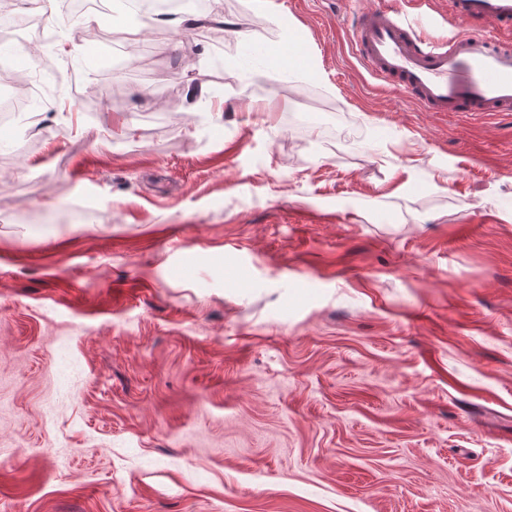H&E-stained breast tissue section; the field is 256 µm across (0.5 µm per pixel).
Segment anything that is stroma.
<instances>
[{
  "instance_id": "35a3bbf8",
  "label": "stroma",
  "mask_w": 512,
  "mask_h": 512,
  "mask_svg": "<svg viewBox=\"0 0 512 512\" xmlns=\"http://www.w3.org/2000/svg\"><path fill=\"white\" fill-rule=\"evenodd\" d=\"M0 124V512H512V112L421 111L347 26L99 11ZM288 11L308 77L278 58Z\"/></svg>"
}]
</instances>
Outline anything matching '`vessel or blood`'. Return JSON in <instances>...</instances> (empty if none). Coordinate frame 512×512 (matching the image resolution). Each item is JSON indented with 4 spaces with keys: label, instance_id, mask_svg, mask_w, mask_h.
<instances>
[{
    "label": "vessel or blood",
    "instance_id": "1",
    "mask_svg": "<svg viewBox=\"0 0 512 512\" xmlns=\"http://www.w3.org/2000/svg\"><path fill=\"white\" fill-rule=\"evenodd\" d=\"M433 0H381L357 14L351 51L381 87L427 112H512V41L485 33L494 24L512 30V0H448L457 27L432 39L426 10Z\"/></svg>",
    "mask_w": 512,
    "mask_h": 512
}]
</instances>
